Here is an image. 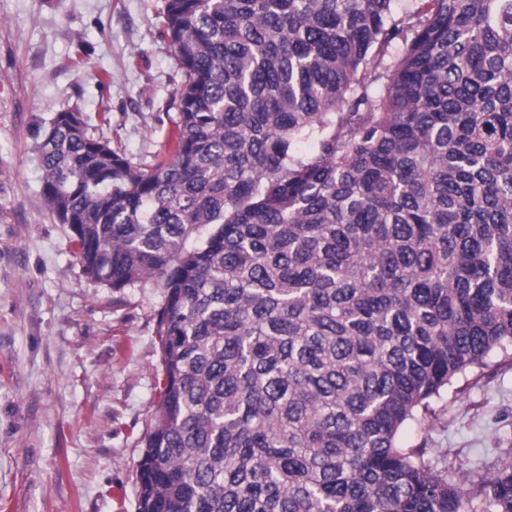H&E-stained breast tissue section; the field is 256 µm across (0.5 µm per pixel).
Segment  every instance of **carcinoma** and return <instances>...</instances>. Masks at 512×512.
<instances>
[{"label": "carcinoma", "mask_w": 512, "mask_h": 512, "mask_svg": "<svg viewBox=\"0 0 512 512\" xmlns=\"http://www.w3.org/2000/svg\"><path fill=\"white\" fill-rule=\"evenodd\" d=\"M145 168L63 109L42 196L87 277L154 280L137 512H512V459L406 448L512 350V0H164Z\"/></svg>", "instance_id": "obj_1"}]
</instances>
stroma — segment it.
<instances>
[{"label":"stroma","mask_w":512,"mask_h":512,"mask_svg":"<svg viewBox=\"0 0 512 512\" xmlns=\"http://www.w3.org/2000/svg\"><path fill=\"white\" fill-rule=\"evenodd\" d=\"M161 0H0V512H136L156 408L163 290L93 282L41 196L34 131L60 110L150 164L182 76ZM409 448L466 467L512 455V360L434 403Z\"/></svg>","instance_id":"1"}]
</instances>
